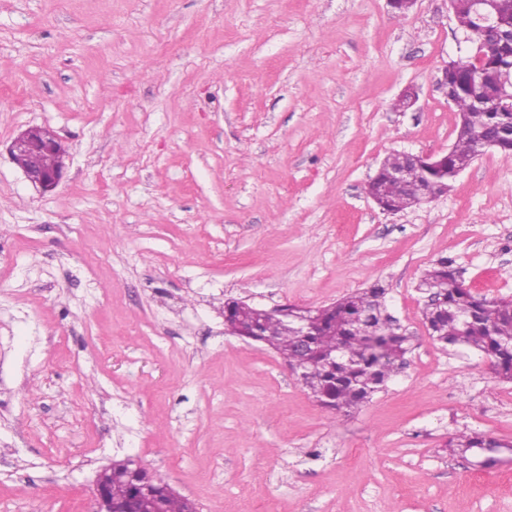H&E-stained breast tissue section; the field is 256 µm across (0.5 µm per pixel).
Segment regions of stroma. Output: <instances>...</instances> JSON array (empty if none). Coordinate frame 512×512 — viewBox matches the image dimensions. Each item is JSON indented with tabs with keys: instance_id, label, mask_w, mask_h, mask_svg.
I'll return each mask as SVG.
<instances>
[{
	"instance_id": "35a3bbf8",
	"label": "stroma",
	"mask_w": 512,
	"mask_h": 512,
	"mask_svg": "<svg viewBox=\"0 0 512 512\" xmlns=\"http://www.w3.org/2000/svg\"><path fill=\"white\" fill-rule=\"evenodd\" d=\"M468 50L448 0H0V512H94L124 459L200 512H512V453L448 446L512 441V382L434 344L417 288L445 257L512 298V159L397 214L365 193L447 152L435 78ZM31 126L65 150L50 193L9 153ZM376 280L411 350L347 416L224 326ZM454 447L464 453L473 451L478 454H484L486 452L495 453L496 448H512V442H503L499 439L476 433H461L455 438Z\"/></svg>"
}]
</instances>
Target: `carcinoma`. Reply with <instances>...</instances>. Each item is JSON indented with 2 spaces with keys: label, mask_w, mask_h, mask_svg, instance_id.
Listing matches in <instances>:
<instances>
[{
  "label": "carcinoma",
  "mask_w": 512,
  "mask_h": 512,
  "mask_svg": "<svg viewBox=\"0 0 512 512\" xmlns=\"http://www.w3.org/2000/svg\"><path fill=\"white\" fill-rule=\"evenodd\" d=\"M501 21L498 39L481 51L486 64L472 82L465 72L476 67L474 55L457 60L456 70L448 73L453 88L452 104L459 114L456 139L458 149L435 167H422L406 183L388 178L389 171L403 162L400 152L386 157L366 186L367 195H383V207L392 213L419 205L424 191L442 195L452 188L456 173L474 161L472 149L489 143L498 144L494 151L512 158V110L496 105L500 85L512 79V0H495ZM455 18L467 35L477 36L480 23L471 9L462 4ZM25 166L50 169L56 163L53 154H31L21 158ZM419 288L433 292L435 299L423 309V320L434 343L441 348L467 347L486 358L495 375L512 381V299L489 298L471 291L461 280L458 269L446 257L437 259L427 269ZM387 289L376 281L367 288L350 292L338 301L317 309H307V335L296 333V321L289 312L272 316H254L244 302L224 303V325L239 334L236 324L245 326L242 338L274 350L287 365H292L300 346L308 350L300 383L319 405L330 412L347 414L370 402L386 389L392 377L405 365L410 337L386 312ZM454 447L462 452L485 455L481 465L490 468L499 462L493 455L497 448H512V442L480 435L461 433ZM117 475L112 477V500L125 502L136 497V484L122 474L135 468L130 460L116 461ZM158 488L159 496L139 502L145 512H188V499L167 491V485L139 468Z\"/></svg>",
  "instance_id": "carcinoma-1"
}]
</instances>
